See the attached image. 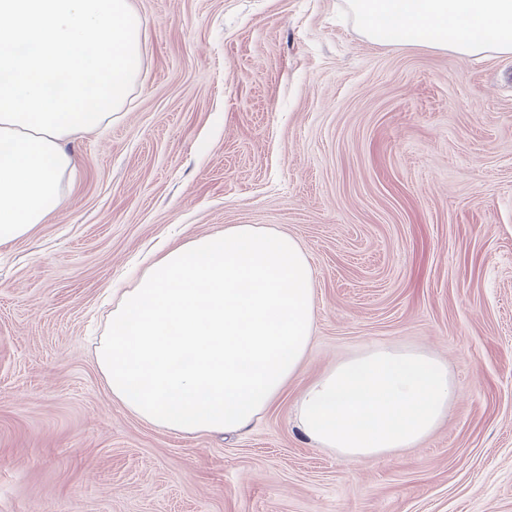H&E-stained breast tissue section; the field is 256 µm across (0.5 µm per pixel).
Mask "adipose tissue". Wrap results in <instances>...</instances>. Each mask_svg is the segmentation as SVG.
Here are the masks:
<instances>
[{
  "label": "adipose tissue",
  "instance_id": "ef3b65f1",
  "mask_svg": "<svg viewBox=\"0 0 512 512\" xmlns=\"http://www.w3.org/2000/svg\"><path fill=\"white\" fill-rule=\"evenodd\" d=\"M376 43L512 54V0H350ZM314 271L292 236L235 224L156 256L96 354L114 401L183 433L241 434L296 377L312 341ZM460 388L418 347L378 345L303 387L297 426L352 461L418 447Z\"/></svg>",
  "mask_w": 512,
  "mask_h": 512
}]
</instances>
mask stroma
Segmentation results:
<instances>
[{
    "label": "stroma",
    "mask_w": 512,
    "mask_h": 512,
    "mask_svg": "<svg viewBox=\"0 0 512 512\" xmlns=\"http://www.w3.org/2000/svg\"><path fill=\"white\" fill-rule=\"evenodd\" d=\"M131 3L123 110L0 246V512H512V55L374 43L348 0ZM234 224L310 261L302 370L244 435L150 425L96 364L109 290ZM382 344L447 364L446 419L376 459L311 445L304 384Z\"/></svg>",
    "instance_id": "1"
}]
</instances>
